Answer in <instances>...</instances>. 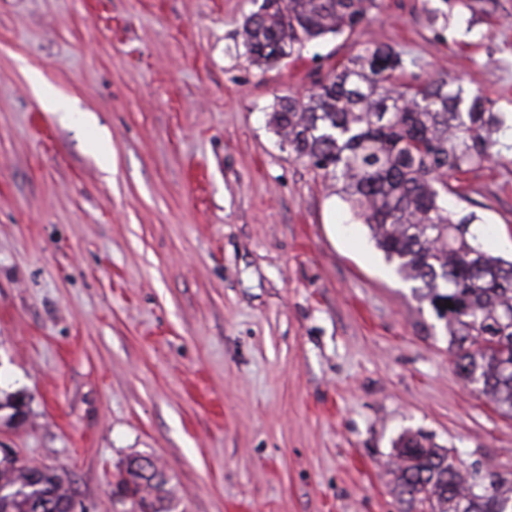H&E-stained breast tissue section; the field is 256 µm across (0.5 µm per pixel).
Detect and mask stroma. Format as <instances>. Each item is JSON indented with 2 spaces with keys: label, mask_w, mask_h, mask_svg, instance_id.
<instances>
[{
  "label": "stroma",
  "mask_w": 512,
  "mask_h": 512,
  "mask_svg": "<svg viewBox=\"0 0 512 512\" xmlns=\"http://www.w3.org/2000/svg\"><path fill=\"white\" fill-rule=\"evenodd\" d=\"M261 0H0V448L117 512L127 458L177 512H403L394 442L512 472V418L328 181L269 123L374 39L506 117L465 211L512 259V0H379L363 31L270 68ZM67 98L63 121L49 102Z\"/></svg>",
  "instance_id": "1"
}]
</instances>
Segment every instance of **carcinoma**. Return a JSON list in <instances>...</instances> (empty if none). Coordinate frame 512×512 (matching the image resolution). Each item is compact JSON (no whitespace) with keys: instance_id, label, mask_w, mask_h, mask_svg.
I'll return each mask as SVG.
<instances>
[{"instance_id":"obj_1","label":"carcinoma","mask_w":512,"mask_h":512,"mask_svg":"<svg viewBox=\"0 0 512 512\" xmlns=\"http://www.w3.org/2000/svg\"><path fill=\"white\" fill-rule=\"evenodd\" d=\"M377 0H262L240 32L251 62L298 58L328 35H354ZM305 96H280L272 121L299 159L330 182L416 298L443 322L459 377L512 416V263L487 251L449 199L461 176L487 161L505 118L454 80L406 77L403 54L378 41L318 75ZM451 302L453 307L446 306ZM395 477L412 512H512V478L472 475L456 452L420 434L395 443ZM71 479L0 451V512H71ZM112 498L120 512H173L170 477L153 459L130 458Z\"/></svg>"}]
</instances>
